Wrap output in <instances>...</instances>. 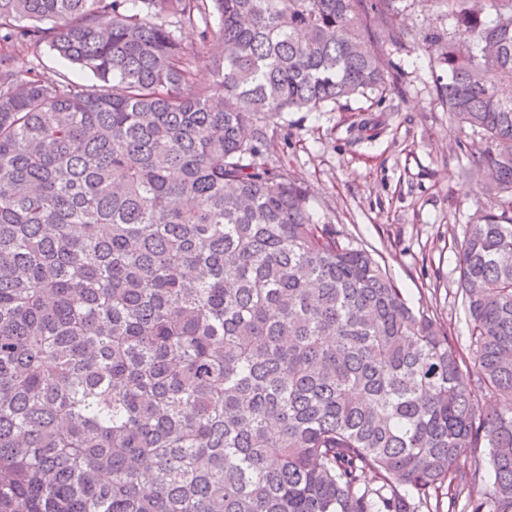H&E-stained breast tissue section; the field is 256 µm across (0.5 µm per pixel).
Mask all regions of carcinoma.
<instances>
[{"label": "carcinoma", "mask_w": 512, "mask_h": 512, "mask_svg": "<svg viewBox=\"0 0 512 512\" xmlns=\"http://www.w3.org/2000/svg\"><path fill=\"white\" fill-rule=\"evenodd\" d=\"M394 2L0 0L1 46L95 80L0 51V512H441L484 458L467 512H512V0H447L472 372L268 160L283 113L390 89ZM23 66H34L36 71L44 77L56 78L58 74H65L71 81L81 85H92V77L79 69L67 64L65 61L56 57L49 48L43 46L36 56L29 53V56L24 57Z\"/></svg>", "instance_id": "obj_1"}]
</instances>
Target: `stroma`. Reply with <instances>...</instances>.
<instances>
[{
	"label": "stroma",
	"instance_id": "35a3bbf8",
	"mask_svg": "<svg viewBox=\"0 0 512 512\" xmlns=\"http://www.w3.org/2000/svg\"><path fill=\"white\" fill-rule=\"evenodd\" d=\"M392 21L408 35L391 52L398 84L383 96L289 112L274 134V164L307 186L318 223L332 224L385 262L408 303L435 314L459 349L469 326L459 286V246L490 198L461 169L481 141L448 122L440 91L448 66L440 46L456 34L443 0H396ZM378 134L359 138L358 124Z\"/></svg>",
	"mask_w": 512,
	"mask_h": 512
}]
</instances>
